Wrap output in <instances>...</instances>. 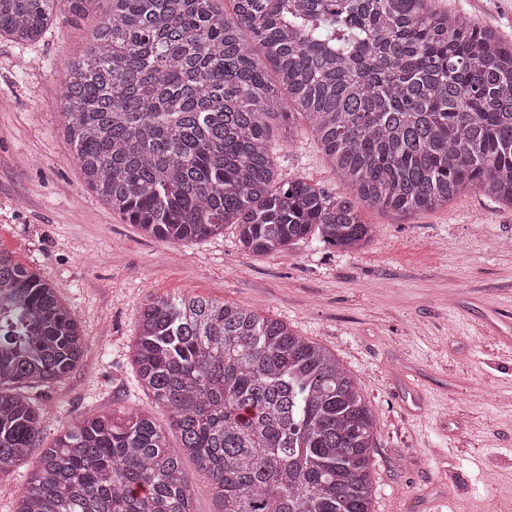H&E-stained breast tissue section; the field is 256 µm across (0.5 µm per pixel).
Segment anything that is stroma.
Wrapping results in <instances>:
<instances>
[{"mask_svg": "<svg viewBox=\"0 0 512 512\" xmlns=\"http://www.w3.org/2000/svg\"><path fill=\"white\" fill-rule=\"evenodd\" d=\"M512 41V0H438ZM108 0L38 42L0 36V251L56 288L87 338L65 378L22 388L49 446L84 413L168 416L134 378L140 307L179 293L285 321L357 377L375 416L373 512H493L512 495V209L472 190L411 217L366 211L362 250L309 237L242 251L238 232L176 244L144 236L83 181L54 95ZM282 178L343 187L307 133L275 143Z\"/></svg>", "mask_w": 512, "mask_h": 512, "instance_id": "35a3bbf8", "label": "stroma"}]
</instances>
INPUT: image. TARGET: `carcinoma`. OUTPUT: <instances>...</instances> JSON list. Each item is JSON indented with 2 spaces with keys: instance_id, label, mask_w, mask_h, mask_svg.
<instances>
[{
  "instance_id": "obj_1",
  "label": "carcinoma",
  "mask_w": 512,
  "mask_h": 512,
  "mask_svg": "<svg viewBox=\"0 0 512 512\" xmlns=\"http://www.w3.org/2000/svg\"><path fill=\"white\" fill-rule=\"evenodd\" d=\"M94 2L0 0V35L34 43ZM109 2L68 62L63 138L88 190L144 234L233 224L255 255L311 232L351 252L372 238L364 208L434 211L476 189L512 209V44L493 28L434 0H229L231 19L224 0ZM301 121L344 193L280 178L272 137ZM85 350L56 288L0 252V476L35 464L16 512H194L186 457L221 512H372V409L287 323L148 300L132 361L169 426L122 406L39 450L44 412L17 389L64 378Z\"/></svg>"
}]
</instances>
